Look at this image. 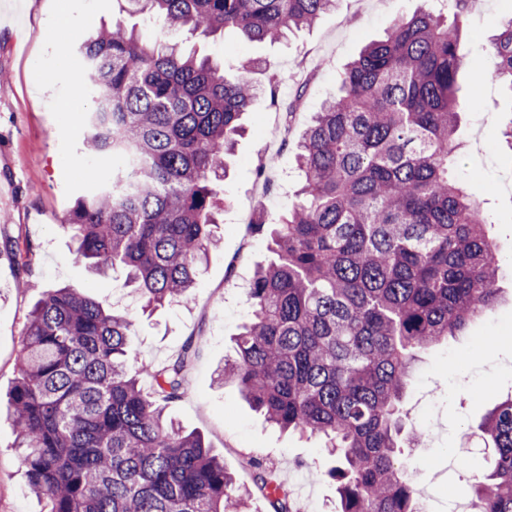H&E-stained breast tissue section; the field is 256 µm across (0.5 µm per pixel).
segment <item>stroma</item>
I'll use <instances>...</instances> for the list:
<instances>
[{"mask_svg":"<svg viewBox=\"0 0 512 512\" xmlns=\"http://www.w3.org/2000/svg\"><path fill=\"white\" fill-rule=\"evenodd\" d=\"M425 0H338L314 26L287 41L269 44L237 34L208 38L179 35L185 51L227 64L256 63L253 80L265 87L278 80L281 110L257 98L246 116L224 181L227 206L214 232L191 301L145 313L135 304L122 270L95 271L79 262L63 223L75 201L90 192L110 160L86 145L83 113L91 94L74 89L83 61L74 47L86 35L111 25L116 0H0V394L17 378L16 358L32 306L44 291L71 286L104 307L126 310L134 320L128 338L133 357L158 365L176 356L188 339L199 353L192 363L188 393L165 414L186 431L200 434L224 461L237 484L252 487L250 458L273 468L289 487L298 512H334L336 484L324 472L332 460L320 439L288 433L268 424L234 384L217 372L250 315L247 291L255 269L271 254L258 214L278 217L300 187L296 144L313 112L334 95L347 63L360 47L381 36L392 21L413 14ZM470 65L461 96L476 103L463 115L457 138L464 153L458 180L483 199L495 224L502 299L458 336L424 352L412 370L405 407L407 423L424 435L419 448L404 449L401 461L424 490L434 512H450L449 499L471 501L473 477L489 472L496 450L477 433L486 413L512 393V90L492 80L483 49L464 41ZM266 163L269 178L257 181L253 168ZM33 251L30 268L18 266L14 241ZM15 434L0 415V512H42L13 443ZM465 454L470 471L449 466Z\"/></svg>","mask_w":512,"mask_h":512,"instance_id":"35a3bbf8","label":"stroma"}]
</instances>
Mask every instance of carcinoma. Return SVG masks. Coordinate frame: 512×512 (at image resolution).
Masks as SVG:
<instances>
[{
	"instance_id": "obj_1",
	"label": "carcinoma",
	"mask_w": 512,
	"mask_h": 512,
	"mask_svg": "<svg viewBox=\"0 0 512 512\" xmlns=\"http://www.w3.org/2000/svg\"><path fill=\"white\" fill-rule=\"evenodd\" d=\"M168 34L238 32L277 42L336 0H117ZM396 18L345 68L297 153L302 186L270 225L274 259L257 268L251 314L220 380L265 419L322 439L334 458L336 512H424L399 468L424 443L404 428L417 353L456 336L497 302V256L482 202L451 173L467 0ZM90 150L112 157L64 226L76 254L120 266L143 309L196 288L226 198L219 184L257 94L255 62L224 68L121 16L84 38ZM486 70L512 88V17L485 46ZM128 314L73 288L29 313L8 413L44 512H241V491L202 437L163 415L182 399L197 343L140 385ZM497 450L475 482L476 512H512V396L481 425ZM254 484L273 512H295L257 459Z\"/></svg>"
}]
</instances>
